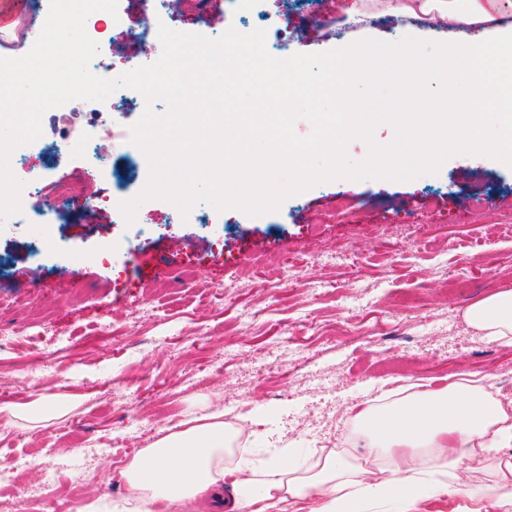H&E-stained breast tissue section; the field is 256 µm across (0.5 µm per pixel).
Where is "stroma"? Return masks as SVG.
<instances>
[{
  "label": "stroma",
  "mask_w": 512,
  "mask_h": 512,
  "mask_svg": "<svg viewBox=\"0 0 512 512\" xmlns=\"http://www.w3.org/2000/svg\"><path fill=\"white\" fill-rule=\"evenodd\" d=\"M351 0H320L345 38L324 40L316 18L292 0L286 19L295 53L325 52L406 35L469 42L467 28L398 27L367 0L372 22L354 28ZM42 140L108 128L106 112H47ZM22 161L46 181L82 177L80 160L51 164L37 146ZM85 202L51 225L61 248L40 265L25 257L40 226L0 228V407L68 395L66 417L32 430L0 423V461L28 465L0 486V512H51L48 481L67 485L73 466L91 475L61 512L94 499L114 512L129 494L114 451L133 427L163 431L216 408L237 411L251 446L267 459L298 443L339 444L350 413L375 385L439 382L444 371L477 372L512 401V346L469 326L466 310L512 289V156L476 164L452 157L407 182L336 180L250 217L199 203L211 223L176 224L152 206L151 237L112 221L106 174L82 177ZM472 200L470 210L461 201ZM464 277L466 289L456 288Z\"/></svg>",
  "instance_id": "1"
}]
</instances>
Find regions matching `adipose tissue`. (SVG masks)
Returning <instances> with one entry per match:
<instances>
[{
	"instance_id": "adipose-tissue-1",
	"label": "adipose tissue",
	"mask_w": 512,
	"mask_h": 512,
	"mask_svg": "<svg viewBox=\"0 0 512 512\" xmlns=\"http://www.w3.org/2000/svg\"><path fill=\"white\" fill-rule=\"evenodd\" d=\"M421 13H438L449 23L480 31L481 37L429 56L414 44L384 52L373 46L352 49L351 66H337L336 94L352 84H370L380 75L396 74L408 93V109L393 112L382 104L324 113L323 137L317 146L335 150L351 136L370 135L381 123L395 125L404 144L419 153L451 151L469 141L471 161L487 155H512V28L494 25L496 16L512 13V0H419ZM464 80L480 100L463 113L443 109L435 77ZM237 117L261 123L276 145L280 161L298 168L305 146L284 144L281 114L257 115L251 100H239ZM497 113L501 132L492 141L482 131L488 113ZM469 323L499 344L512 345V289L496 292L466 311ZM366 440L364 457L333 453L314 458L282 449L262 463L236 454L241 433L224 423L217 409L190 420L186 429L164 435L134 457L124 471L130 496L142 506L169 508L200 495L214 499L220 512H277L279 505L314 501L311 512H365L370 503L393 502L407 512L421 495L458 490L464 460H478L491 481L469 488L473 512L512 505V463L500 449L512 447V418L473 373L441 390L400 397L385 390L358 415ZM232 496H223L224 487Z\"/></svg>"
}]
</instances>
